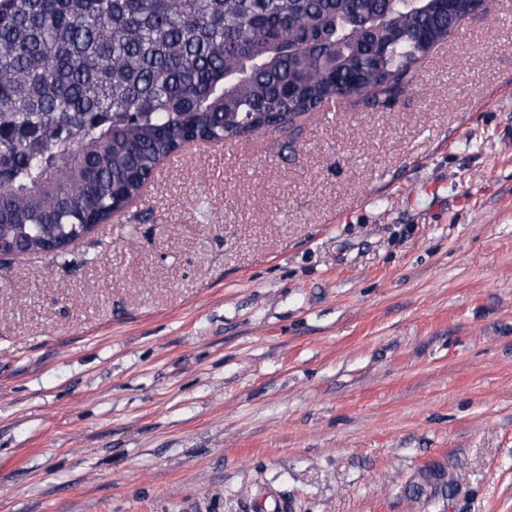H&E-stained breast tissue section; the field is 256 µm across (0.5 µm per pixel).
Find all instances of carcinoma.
I'll use <instances>...</instances> for the list:
<instances>
[{"instance_id":"cac0c4a2","label":"carcinoma","mask_w":512,"mask_h":512,"mask_svg":"<svg viewBox=\"0 0 512 512\" xmlns=\"http://www.w3.org/2000/svg\"><path fill=\"white\" fill-rule=\"evenodd\" d=\"M493 0H0V256H59L188 137L387 106ZM441 463L406 494L432 503Z\"/></svg>"}]
</instances>
